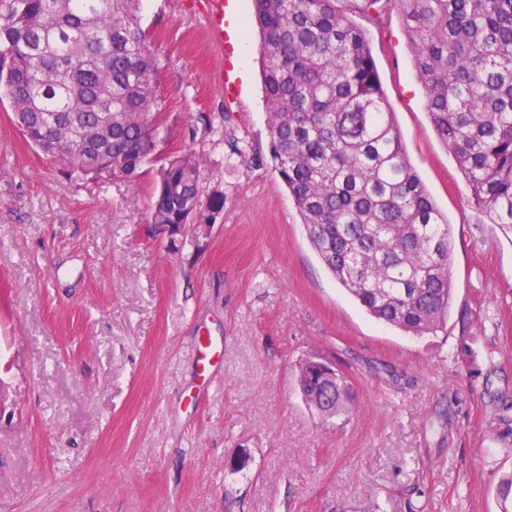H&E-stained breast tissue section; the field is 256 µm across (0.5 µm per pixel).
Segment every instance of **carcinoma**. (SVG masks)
<instances>
[{"label":"carcinoma","mask_w":512,"mask_h":512,"mask_svg":"<svg viewBox=\"0 0 512 512\" xmlns=\"http://www.w3.org/2000/svg\"><path fill=\"white\" fill-rule=\"evenodd\" d=\"M338 0H251L269 157L325 267L370 316L412 336L446 326L452 225L413 171L364 30ZM429 118L475 204L512 233V0H396ZM142 0H0V101L66 178L139 173L153 148L158 62ZM202 162L168 158L151 223L186 224ZM305 403L349 412L352 386L316 359ZM502 512L512 474L497 487Z\"/></svg>","instance_id":"1"}]
</instances>
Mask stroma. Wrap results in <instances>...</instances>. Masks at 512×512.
Listing matches in <instances>:
<instances>
[{"mask_svg":"<svg viewBox=\"0 0 512 512\" xmlns=\"http://www.w3.org/2000/svg\"><path fill=\"white\" fill-rule=\"evenodd\" d=\"M204 0H142L160 62L155 146L132 179L71 183L0 102V512H500L512 472V237L438 137L396 0L366 32L414 171L454 231L446 329L370 317L310 245L270 163L259 34L219 74ZM203 159L184 244L155 239L158 171ZM473 346L476 358L465 355ZM350 378L327 418L296 383ZM305 360L299 366L298 385L305 403L326 417L348 413L352 386L348 377L321 364Z\"/></svg>","mask_w":512,"mask_h":512,"instance_id":"35a3bbf8","label":"stroma"}]
</instances>
